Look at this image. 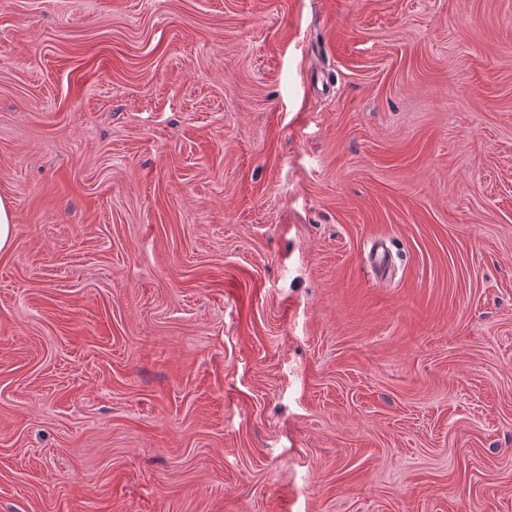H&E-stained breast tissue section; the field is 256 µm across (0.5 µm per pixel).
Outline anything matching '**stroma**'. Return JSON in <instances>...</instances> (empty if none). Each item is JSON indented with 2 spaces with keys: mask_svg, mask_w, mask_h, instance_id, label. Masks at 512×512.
<instances>
[{
  "mask_svg": "<svg viewBox=\"0 0 512 512\" xmlns=\"http://www.w3.org/2000/svg\"><path fill=\"white\" fill-rule=\"evenodd\" d=\"M0 196V512H512V0H0Z\"/></svg>",
  "mask_w": 512,
  "mask_h": 512,
  "instance_id": "35a3bbf8",
  "label": "stroma"
}]
</instances>
